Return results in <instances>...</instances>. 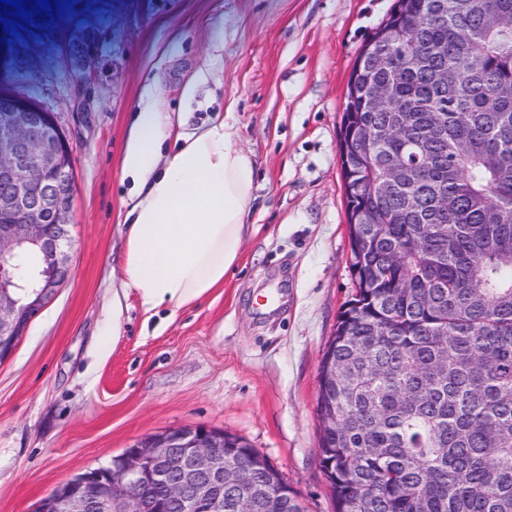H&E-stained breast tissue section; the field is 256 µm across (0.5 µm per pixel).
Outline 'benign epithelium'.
<instances>
[{"instance_id":"obj_1","label":"benign epithelium","mask_w":512,"mask_h":512,"mask_svg":"<svg viewBox=\"0 0 512 512\" xmlns=\"http://www.w3.org/2000/svg\"><path fill=\"white\" fill-rule=\"evenodd\" d=\"M74 147L56 117L34 101L0 91V360H7L71 272ZM38 259L26 285L13 261ZM230 434L172 427L137 438L101 474L88 471L42 499L40 512H258L277 484L259 486L264 455L241 441L248 458L224 466Z\"/></svg>"}]
</instances>
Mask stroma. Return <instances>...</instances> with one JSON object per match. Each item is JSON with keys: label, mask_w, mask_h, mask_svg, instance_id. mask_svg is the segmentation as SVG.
<instances>
[{"label": "stroma", "mask_w": 512, "mask_h": 512, "mask_svg": "<svg viewBox=\"0 0 512 512\" xmlns=\"http://www.w3.org/2000/svg\"><path fill=\"white\" fill-rule=\"evenodd\" d=\"M395 0H74L13 39L0 89L73 142L71 274L0 363V512H35L142 435L204 426L258 448L307 512H334L319 465V366L354 291L338 151L354 60ZM194 93H187V85ZM178 135L234 126L256 169L241 258L177 312L136 296L112 324L142 101Z\"/></svg>", "instance_id": "35a3bbf8"}]
</instances>
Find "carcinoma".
I'll use <instances>...</instances> for the list:
<instances>
[{
    "instance_id": "1",
    "label": "carcinoma",
    "mask_w": 512,
    "mask_h": 512,
    "mask_svg": "<svg viewBox=\"0 0 512 512\" xmlns=\"http://www.w3.org/2000/svg\"><path fill=\"white\" fill-rule=\"evenodd\" d=\"M371 41L341 117L355 294L320 464L335 512H512V0H408Z\"/></svg>"
}]
</instances>
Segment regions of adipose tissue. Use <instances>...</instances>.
<instances>
[{
    "mask_svg": "<svg viewBox=\"0 0 512 512\" xmlns=\"http://www.w3.org/2000/svg\"><path fill=\"white\" fill-rule=\"evenodd\" d=\"M172 132L168 114L154 103L137 112L123 169L136 191L126 215L121 295L135 293L144 312L187 307L222 285L236 264L255 199L251 157L220 121L186 136L170 156L161 147Z\"/></svg>",
    "mask_w": 512,
    "mask_h": 512,
    "instance_id": "obj_1",
    "label": "adipose tissue"
}]
</instances>
